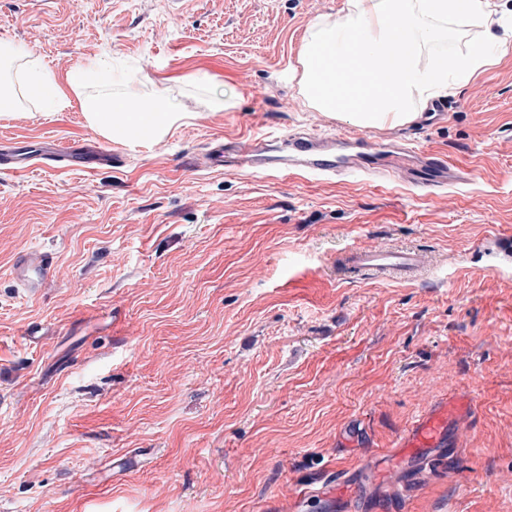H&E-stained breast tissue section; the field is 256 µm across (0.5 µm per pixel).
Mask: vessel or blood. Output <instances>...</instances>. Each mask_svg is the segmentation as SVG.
<instances>
[{
  "mask_svg": "<svg viewBox=\"0 0 512 512\" xmlns=\"http://www.w3.org/2000/svg\"><path fill=\"white\" fill-rule=\"evenodd\" d=\"M288 154L279 168L282 171L311 176L336 175L347 170L374 172L383 178L398 174H418L428 185L441 187L457 180L454 164L432 151L409 147L389 155L371 152L360 138L345 133L329 138L318 133L293 134L286 140ZM233 149L238 166L260 169L267 163L266 141L261 137L235 139ZM40 152L46 159L61 158L76 168L88 170L92 165H108L112 153L84 150L65 144H45ZM356 269L379 275H408L424 265L422 255L413 250H357L350 255ZM55 257L45 250L23 251L13 260L11 272L29 295H37L53 274ZM472 399L454 395L430 405L401 437L399 457L418 458L437 454L453 447L460 434L457 418L471 408Z\"/></svg>",
  "mask_w": 512,
  "mask_h": 512,
  "instance_id": "vessel-or-blood-1",
  "label": "vessel or blood"
}]
</instances>
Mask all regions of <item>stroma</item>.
<instances>
[{"instance_id":"obj_1","label":"stroma","mask_w":512,"mask_h":512,"mask_svg":"<svg viewBox=\"0 0 512 512\" xmlns=\"http://www.w3.org/2000/svg\"><path fill=\"white\" fill-rule=\"evenodd\" d=\"M345 3L0 0V43L57 78L112 59L84 95L166 92L186 113L135 148L33 100L0 120V138L117 156L0 169V512H294L300 484L349 474L358 512H512V47L442 119L358 132L440 151L468 181L193 163L230 136L279 153L291 133L349 130L291 77L308 24ZM394 246L426 269L343 265ZM24 249L56 256L35 297L10 273ZM452 389L477 398L458 446L373 481Z\"/></svg>"}]
</instances>
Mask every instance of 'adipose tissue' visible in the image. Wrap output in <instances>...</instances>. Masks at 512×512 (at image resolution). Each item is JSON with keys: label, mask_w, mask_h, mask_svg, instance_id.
Here are the masks:
<instances>
[{"label": "adipose tissue", "mask_w": 512, "mask_h": 512, "mask_svg": "<svg viewBox=\"0 0 512 512\" xmlns=\"http://www.w3.org/2000/svg\"><path fill=\"white\" fill-rule=\"evenodd\" d=\"M493 0H346L339 16L309 25L294 72L306 106L362 129L407 125L429 101L448 93L449 78L468 80L495 64L512 43L501 26ZM483 30L465 53L422 58L433 45L469 26ZM109 64L94 58L58 82L47 66L31 64L26 73L30 96L51 111L78 106L88 126L125 144L138 142L141 130L164 139L183 120L165 95L131 103L128 96H84L83 90Z\"/></svg>", "instance_id": "1"}]
</instances>
